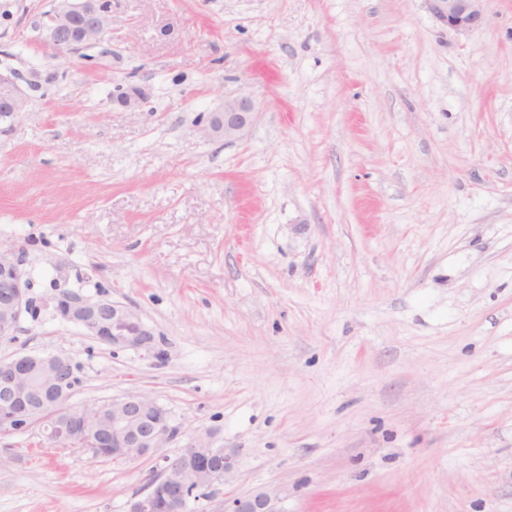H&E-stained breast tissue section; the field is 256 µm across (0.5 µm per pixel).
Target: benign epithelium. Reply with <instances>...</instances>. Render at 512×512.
Instances as JSON below:
<instances>
[{"instance_id": "obj_1", "label": "benign epithelium", "mask_w": 512, "mask_h": 512, "mask_svg": "<svg viewBox=\"0 0 512 512\" xmlns=\"http://www.w3.org/2000/svg\"><path fill=\"white\" fill-rule=\"evenodd\" d=\"M434 16L462 38L485 20V0H428ZM112 0H51L39 29L59 51L76 52L99 43L112 26ZM29 95L17 74H0V117L26 111ZM253 104L245 97L226 99L211 113L205 131L227 141L241 138L252 126ZM23 252L0 245V339H13L23 314L35 303ZM56 308L84 334L115 347H134L155 354L153 330L132 308L101 298L91 300L62 289ZM77 365L53 353H18L0 358V438L28 433L53 447L73 448L90 436L85 451L97 458L132 461L159 447L172 433L168 416L152 398L129 392L101 404L71 403ZM236 464L212 435L197 432L185 450L164 459L147 492L132 500L128 512H188L193 495L225 485ZM225 512H283L277 495L259 491L230 500Z\"/></svg>"}]
</instances>
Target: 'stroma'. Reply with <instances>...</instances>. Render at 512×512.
Here are the masks:
<instances>
[{"instance_id":"1","label":"stroma","mask_w":512,"mask_h":512,"mask_svg":"<svg viewBox=\"0 0 512 512\" xmlns=\"http://www.w3.org/2000/svg\"><path fill=\"white\" fill-rule=\"evenodd\" d=\"M0 0V243L37 313L0 358L71 357L173 436L130 462L0 440V512H127L186 434L282 512H512V0L457 37L428 0H112L63 55ZM142 91L139 108L116 96ZM246 97L247 134L206 135ZM134 309L164 358L84 335L57 284ZM16 73L0 74V117L14 118L26 111L29 95L19 84Z\"/></svg>"}]
</instances>
